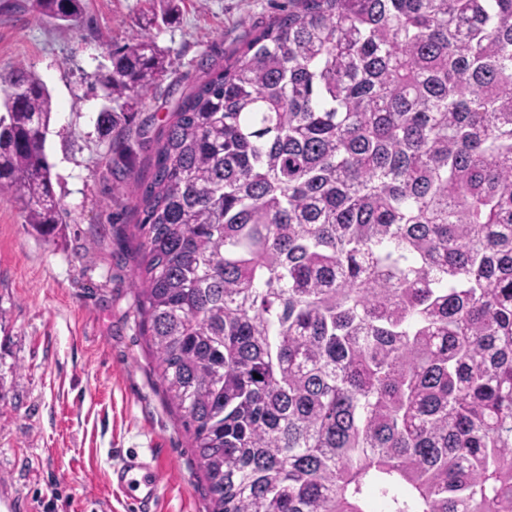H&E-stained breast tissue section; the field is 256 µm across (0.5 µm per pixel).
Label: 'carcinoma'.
Listing matches in <instances>:
<instances>
[{
  "mask_svg": "<svg viewBox=\"0 0 512 512\" xmlns=\"http://www.w3.org/2000/svg\"><path fill=\"white\" fill-rule=\"evenodd\" d=\"M166 66L112 53L101 136ZM0 108V190L48 237L51 93L20 64ZM142 203L137 313L211 512H512V0H288L178 104Z\"/></svg>",
  "mask_w": 512,
  "mask_h": 512,
  "instance_id": "obj_1",
  "label": "carcinoma"
}]
</instances>
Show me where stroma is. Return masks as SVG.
<instances>
[{
  "label": "stroma",
  "mask_w": 512,
  "mask_h": 512,
  "mask_svg": "<svg viewBox=\"0 0 512 512\" xmlns=\"http://www.w3.org/2000/svg\"><path fill=\"white\" fill-rule=\"evenodd\" d=\"M287 3L180 0L165 24V0H86L68 23L37 18L29 0H0V78L23 64L52 94L45 153L67 214L40 237L0 191V486L22 512H128L107 477L129 451L164 467L159 512H209L191 437L136 313V186L150 180L182 98ZM141 32L166 50L168 72L132 118L125 154L97 132V76Z\"/></svg>",
  "instance_id": "35a3bbf8"
}]
</instances>
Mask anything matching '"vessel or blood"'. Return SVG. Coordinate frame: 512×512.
<instances>
[{
	"label": "vessel or blood",
	"instance_id": "1",
	"mask_svg": "<svg viewBox=\"0 0 512 512\" xmlns=\"http://www.w3.org/2000/svg\"><path fill=\"white\" fill-rule=\"evenodd\" d=\"M116 477L117 486L133 512H157L164 474L153 460L134 453L124 455Z\"/></svg>",
	"mask_w": 512,
	"mask_h": 512
}]
</instances>
